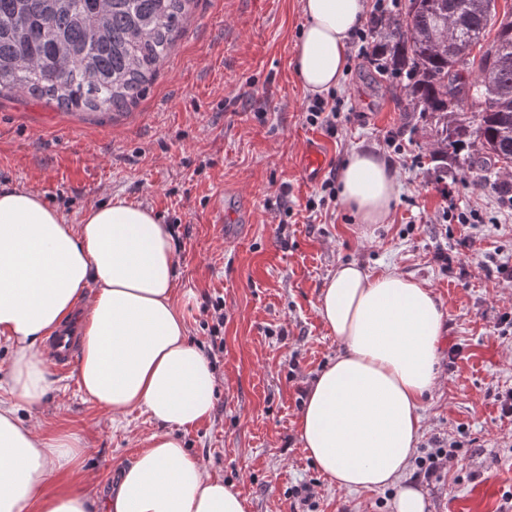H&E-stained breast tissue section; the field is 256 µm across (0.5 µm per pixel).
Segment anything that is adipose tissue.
Returning a JSON list of instances; mask_svg holds the SVG:
<instances>
[{
	"instance_id": "adipose-tissue-1",
	"label": "adipose tissue",
	"mask_w": 512,
	"mask_h": 512,
	"mask_svg": "<svg viewBox=\"0 0 512 512\" xmlns=\"http://www.w3.org/2000/svg\"><path fill=\"white\" fill-rule=\"evenodd\" d=\"M294 48L303 89L336 88L369 0H301ZM340 202L363 224L386 223L397 179L383 159L353 152ZM177 243L152 210L115 197L67 223L43 195L0 187V337L11 345L10 397L0 400V512H247L238 488L185 448L179 431L213 412L214 374L188 340L173 300ZM317 312L342 350L313 380L297 418L307 456L344 490L396 487L395 512H424L403 477L418 443L421 403L436 385L443 313L432 290L391 269L338 265ZM82 320L77 380L113 416L155 421L106 499L75 481L84 441L23 424L19 405L44 403L53 384L45 336Z\"/></svg>"
}]
</instances>
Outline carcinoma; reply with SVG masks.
<instances>
[{"label":"carcinoma","mask_w":512,"mask_h":512,"mask_svg":"<svg viewBox=\"0 0 512 512\" xmlns=\"http://www.w3.org/2000/svg\"><path fill=\"white\" fill-rule=\"evenodd\" d=\"M190 0H0V93L27 92L66 110L134 106L180 33ZM407 0L401 18L374 22L390 46L388 77L407 79L416 112L436 119L433 156L463 158L476 187L512 164V20L480 56L492 0ZM452 22L447 47L439 29ZM474 99L477 111H464Z\"/></svg>","instance_id":"1"}]
</instances>
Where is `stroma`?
I'll return each instance as SVG.
<instances>
[{
	"mask_svg": "<svg viewBox=\"0 0 512 512\" xmlns=\"http://www.w3.org/2000/svg\"><path fill=\"white\" fill-rule=\"evenodd\" d=\"M306 18L300 0H191L184 28L130 111L69 112L22 92L0 95V186L43 195L70 223L120 197L151 209L177 241L176 302L189 340L212 355L210 420L186 448L233 482L248 512H393L395 488H336L307 458L296 432L303 392L341 346L316 304L336 266L390 267L425 282L444 315L439 383L422 404L419 442L463 449L442 481L420 483L425 512H512V418L496 395L512 388V202L477 188L456 165L440 172L431 119L400 81L380 78L352 38L333 94L350 120L306 123L309 98L293 65ZM323 162L306 176L309 142ZM396 173L387 223L366 225L322 184L355 150ZM469 223H458L459 214ZM445 251L448 267L433 255ZM224 299L222 353H214L210 300ZM461 354L449 360L448 349ZM45 430L83 435L80 478L106 495L156 424L121 420L88 402L75 373L59 374L39 413ZM310 485L314 508L295 497Z\"/></svg>",
	"mask_w": 512,
	"mask_h": 512,
	"instance_id": "35a3bbf8",
	"label": "stroma"
}]
</instances>
